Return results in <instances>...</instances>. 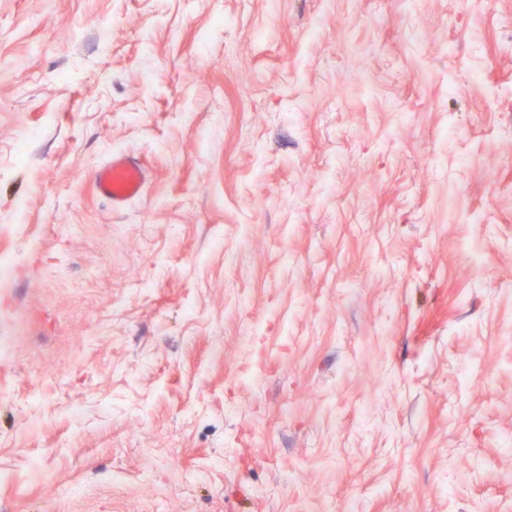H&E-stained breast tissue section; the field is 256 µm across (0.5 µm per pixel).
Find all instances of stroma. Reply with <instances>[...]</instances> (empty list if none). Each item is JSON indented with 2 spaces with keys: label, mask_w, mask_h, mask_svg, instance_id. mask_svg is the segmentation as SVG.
<instances>
[{
  "label": "stroma",
  "mask_w": 512,
  "mask_h": 512,
  "mask_svg": "<svg viewBox=\"0 0 512 512\" xmlns=\"http://www.w3.org/2000/svg\"><path fill=\"white\" fill-rule=\"evenodd\" d=\"M0 252V512H512V0H0ZM147 175L138 162L124 154L112 157L93 174L97 194L109 201L114 210H121L144 190Z\"/></svg>",
  "instance_id": "1"
}]
</instances>
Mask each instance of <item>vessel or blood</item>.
Segmentation results:
<instances>
[{
    "instance_id": "obj_1",
    "label": "vessel or blood",
    "mask_w": 512,
    "mask_h": 512,
    "mask_svg": "<svg viewBox=\"0 0 512 512\" xmlns=\"http://www.w3.org/2000/svg\"><path fill=\"white\" fill-rule=\"evenodd\" d=\"M147 175L138 162L124 154L116 153L93 174L97 194L109 201L113 209L120 210L139 198L144 190Z\"/></svg>"
}]
</instances>
